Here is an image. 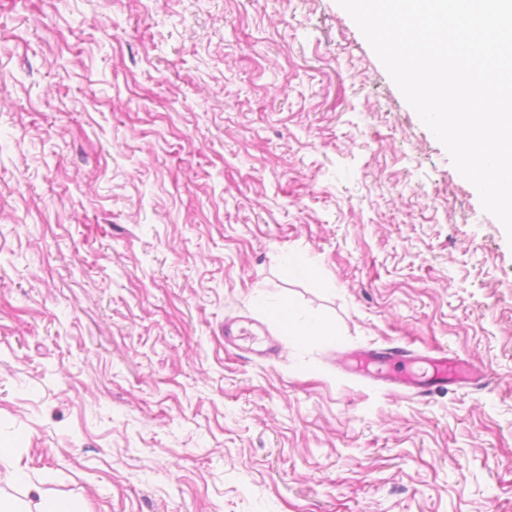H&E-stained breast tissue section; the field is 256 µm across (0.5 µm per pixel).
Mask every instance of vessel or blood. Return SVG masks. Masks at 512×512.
Listing matches in <instances>:
<instances>
[{
  "label": "vessel or blood",
  "instance_id": "obj_1",
  "mask_svg": "<svg viewBox=\"0 0 512 512\" xmlns=\"http://www.w3.org/2000/svg\"><path fill=\"white\" fill-rule=\"evenodd\" d=\"M402 358L407 359L412 367L423 365V373L412 369L401 374L390 372V364ZM340 363L344 371L418 392L427 387L444 386L451 381L467 384L481 377L469 360L448 356L444 351L422 356L401 347L358 349L346 354Z\"/></svg>",
  "mask_w": 512,
  "mask_h": 512
}]
</instances>
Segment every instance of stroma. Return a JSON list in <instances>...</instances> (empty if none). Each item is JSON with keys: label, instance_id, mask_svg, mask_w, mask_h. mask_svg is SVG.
<instances>
[{"label": "stroma", "instance_id": "35a3bbf8", "mask_svg": "<svg viewBox=\"0 0 512 512\" xmlns=\"http://www.w3.org/2000/svg\"><path fill=\"white\" fill-rule=\"evenodd\" d=\"M1 446L31 508L512 512V243L337 0H0ZM238 340H250L251 345L246 347V349L260 358L270 359L278 355V345L269 336H264L263 338L259 336H244L243 338L236 339L235 336H230L227 330H224V343L233 347H241L237 343ZM401 358L407 359L412 365H424L423 373L390 372L389 365ZM340 363L346 372L418 392L426 387L447 385L448 380L467 384L482 378V374L469 360L459 356L448 357L447 351L421 356L401 347L358 349L346 354Z\"/></svg>", "mask_w": 512, "mask_h": 512}]
</instances>
